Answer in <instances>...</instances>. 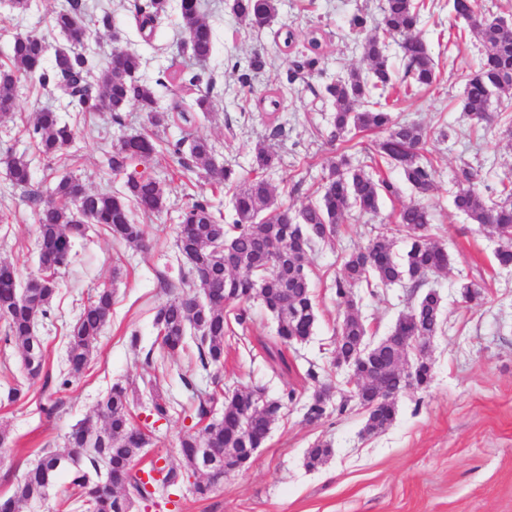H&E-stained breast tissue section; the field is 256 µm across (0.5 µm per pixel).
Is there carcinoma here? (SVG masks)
I'll list each match as a JSON object with an SVG mask.
<instances>
[{
  "mask_svg": "<svg viewBox=\"0 0 512 512\" xmlns=\"http://www.w3.org/2000/svg\"><path fill=\"white\" fill-rule=\"evenodd\" d=\"M169 0H147L134 5L139 28H154L164 16ZM425 0H385L381 25L389 36L402 38L404 76L394 79L385 55L384 41L369 36L364 44L367 72L354 71L347 78L326 87L332 99L333 136L338 138L355 129L384 131L386 136L373 143L367 154L369 163L354 165L342 155L332 162L325 180L314 191V199L303 206L298 217L278 201L276 188L261 172L278 164V155L266 141L257 143L252 178H240L230 166L224 167L218 184L233 189L232 213L219 223L204 201H195L183 214L177 236V248L187 266L189 284L181 294L159 307L155 326L161 338L160 348L170 357L195 345L202 370L224 365V348L236 337L230 322L244 326L246 307L258 301L277 319L280 343L303 344L313 335L317 311L307 268L311 253L320 245L336 240L338 226L351 213L373 216L381 201L396 197L399 188L388 177L368 171V164L382 163L397 169L420 196L434 187L432 161L423 154L427 140L425 129L415 122H401L388 110L390 91L401 88L430 87L436 80L435 62L426 43L416 34ZM454 12L469 30L484 43L486 50L480 68L463 76V110L476 125L490 124L492 97L499 111L512 108V30L506 21L476 9V0H453ZM180 25L189 41L193 59L207 60L213 51V31L200 13L199 0H180ZM232 11L246 25L261 29L276 15V0H233ZM79 0H66L54 12L52 27L66 41L54 47L46 36L26 32L16 35L10 44V66L0 69V116L10 114L16 105V83L21 75H39L40 85H56L77 112L86 115L108 110L112 115L135 104L147 113L155 126L164 125L169 116L158 110L153 89L137 73L140 56L125 49L112 50V56L96 61L84 53L91 29L84 19ZM50 66H45L46 60ZM39 151L55 158L70 149L79 135V127L61 120L58 112L46 109L35 114L31 129ZM158 145L150 137L127 134L106 154L107 173L125 175L123 191L117 194L94 191L77 177H60L53 189L55 200L36 213L37 250L43 277L34 287L19 290L20 273L16 265L0 260V318L5 320L4 341L18 348L23 373L32 383H49L46 353L35 333L38 320L47 317L59 288V274L72 262V242L86 234L87 225H101L112 238L141 247L145 240L143 225L133 220V210L160 214L167 206L164 183L148 167ZM214 147L206 137H196L189 145V157L205 170H211ZM143 170H137V166ZM12 182L22 188L31 184L30 163L24 157L6 161ZM478 171L465 163L454 173L456 191L453 202L490 237L498 240L494 257L501 267L512 266V180L502 183L500 199H486L480 189ZM430 211L419 201L401 206L390 235H378L369 243L342 258V272L334 282L336 303L342 309V321L332 342L336 362H358L367 343V327L352 292L357 285L366 287L402 283L413 299L408 313L396 321L390 334L370 345L368 362L361 365L354 394L344 397L334 411L342 415L354 409L366 413L365 430L378 432L389 427L395 417V401H386L374 383L388 394L400 395L409 389L425 390L433 381V366L415 359L402 369L394 355L408 359L411 346L399 350L406 336L431 340L442 330L440 301L432 289L420 288L429 277L448 269L447 248L430 233ZM403 237L406 252L398 257L393 251L395 239ZM112 311V289L104 286L83 304L70 330L66 369L56 386L69 387L88 369L100 332ZM224 399L218 419L207 420L212 404ZM329 395L326 386L316 388L305 405L306 420L318 423L326 416ZM297 401L290 388L277 398L250 385H236L220 392L197 396L195 415L206 422L200 432L186 431L179 437L178 467L164 466L162 483L156 490L176 487L192 481V493L200 498L215 490L212 479L200 473V449L210 448L224 462L227 448H260L269 437L271 425L288 405ZM152 444L131 411L128 387L112 385L98 404L97 418H88L67 436V447L80 448L90 467L105 470V480H91L86 470L75 467L70 484L77 489L86 512H132L134 503L150 495L146 482L137 474L141 450ZM329 444L319 442L308 449L306 466L315 469L331 456ZM65 457L49 452L41 456L14 486L11 495L0 498V512H21L24 505L40 499L63 467Z\"/></svg>",
  "mask_w": 512,
  "mask_h": 512,
  "instance_id": "carcinoma-1",
  "label": "carcinoma"
}]
</instances>
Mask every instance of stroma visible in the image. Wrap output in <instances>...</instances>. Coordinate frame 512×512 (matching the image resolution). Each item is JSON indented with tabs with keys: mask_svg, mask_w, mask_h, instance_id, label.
I'll return each mask as SVG.
<instances>
[{
	"mask_svg": "<svg viewBox=\"0 0 512 512\" xmlns=\"http://www.w3.org/2000/svg\"><path fill=\"white\" fill-rule=\"evenodd\" d=\"M61 2L31 0L30 8L21 13L0 4V65L16 34L36 32L50 43H61V35L51 26ZM87 2L104 4L115 27L111 33L95 32L89 43L92 53L104 59L119 46L139 54L138 76L154 89L160 107L196 97L188 80L197 67L179 27V0H170L167 17L149 39L136 26L135 0ZM383 5L384 0H278L275 20L258 30L239 21L228 0H201V11L214 33L206 71L215 86L208 113H194L188 124L154 127L134 106L117 122L105 110L84 117L58 90L41 87L34 77L20 79L16 109L0 118V259L14 262L24 275L36 270V212L49 201L59 176L75 175L95 191L121 190L123 176L104 172L105 154L131 132L146 131L159 141L151 166L166 184L168 206L161 214L138 216L146 248L115 242L98 225L75 240L73 262L60 275L50 315L37 327L50 376L63 368L70 329L95 288L108 285L114 298L89 369L66 390H57L52 383L26 385L18 349L0 340V427L8 432V446L0 449V496L9 495L45 452L67 453L68 432L94 414L112 383L129 382L139 390L131 409L153 436L139 462L145 469L177 463L178 438L196 424L193 390L252 384L264 387L272 397L292 387L299 397L298 404L288 406L272 425L252 466L225 477L206 498L183 487L136 502L132 512H512V267L497 266L496 240L454 207L452 182L455 169L466 162L480 169L488 194H496L501 179L512 174V138L505 134L506 121L474 129L463 113L461 75L477 69L484 47L455 16L449 0H429L418 27L435 60L436 82L388 101L394 117L420 123L429 132L425 152L435 168V186L425 202L431 233L447 245L450 256L447 274L428 281L441 298L444 319L443 332L430 342V387L401 394L392 425L376 434L365 433L363 411L330 413L312 425L301 407L317 384L331 385L337 397L346 389L332 365L331 342L340 320L334 280L346 252L387 232L401 205L415 200V191L396 169L387 175L398 183V197L384 199L376 217H348L334 246L313 254L309 274L318 320L307 343L285 347L287 367L273 364L265 352L278 341L276 322L256 303L249 310L248 332L225 348L221 369L202 370L192 346L174 358H160L157 352L154 317L179 282L182 262L176 237L184 207L204 200L215 215L231 210L230 193L203 168H182L170 143L207 137L214 145V165H229L241 177H252L255 145L269 134L267 114L258 99L277 89L284 135L273 142L280 162L267 178L279 200L298 211L339 153L355 161L364 159L379 138L375 132L352 130L343 140H331L334 108L325 88L346 78L350 70L363 68L366 35L352 28L349 20L358 12L381 20ZM287 28L295 34L289 46L281 36ZM312 32L321 41L318 62L312 72L289 80L288 68L305 53ZM257 53L266 59L259 72L249 66ZM45 108L80 125L79 137L60 159L42 156L29 134L34 113ZM9 155L29 160L33 180L28 188L11 182L4 164ZM466 279L480 286L484 299L479 305L463 302L459 285ZM354 294L378 339L387 336L407 311L406 291L398 286L373 293L359 286ZM311 366L318 381L306 376ZM187 377L192 387L184 386ZM152 379L172 404L167 417H157L152 410L146 387ZM17 385L25 386L24 398L8 402L9 388ZM52 394L59 408L48 416L39 404ZM319 441L329 443L333 454L311 470L305 465L306 453Z\"/></svg>",
	"mask_w": 512,
	"mask_h": 512,
	"instance_id": "35a3bbf8",
	"label": "stroma"
}]
</instances>
